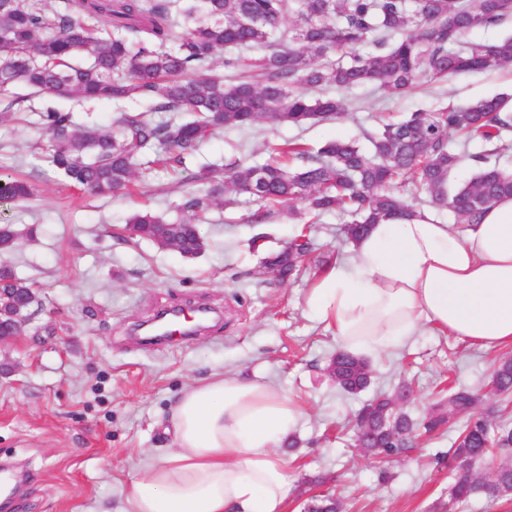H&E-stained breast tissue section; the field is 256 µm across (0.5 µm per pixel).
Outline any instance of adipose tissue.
<instances>
[{"mask_svg": "<svg viewBox=\"0 0 512 512\" xmlns=\"http://www.w3.org/2000/svg\"><path fill=\"white\" fill-rule=\"evenodd\" d=\"M340 349L362 356L424 330L483 349L512 346V197L476 224L428 212L371 225L308 297ZM303 411L267 383L237 376L174 400V449L136 474L130 512H284L292 484L277 450Z\"/></svg>", "mask_w": 512, "mask_h": 512, "instance_id": "1", "label": "adipose tissue"}]
</instances>
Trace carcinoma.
<instances>
[{
    "mask_svg": "<svg viewBox=\"0 0 512 512\" xmlns=\"http://www.w3.org/2000/svg\"><path fill=\"white\" fill-rule=\"evenodd\" d=\"M295 17L288 27L286 19ZM512 20V0H0V95L16 84L34 94L82 102L146 100L142 112H122L103 131L74 121L72 110L54 106L38 113L47 135L49 166L70 187L98 197L130 194L136 168L185 166L200 144L219 130H247L271 118L302 126L353 110L343 96L324 89L376 86L392 95L414 89L420 79L444 81L459 75L512 66V37L462 45L469 33ZM374 51L359 54L362 45ZM228 48L252 49L249 59L224 56L231 79L216 73L213 61ZM158 112H188L192 118L158 121ZM456 132L499 152L512 147V95L465 105L418 109L368 136L372 156L354 141L330 140L314 149L289 141L271 147V161L245 165L236 159L222 168H203L173 208V220L148 209L127 219L132 238L147 240L186 258L206 248L198 221L214 202L234 204L246 193L260 206L254 222L274 208L302 204L315 215L345 212L348 240L357 241L372 224L413 213L394 193L411 183L458 224L480 222L494 201L512 197V173L487 165L484 153L469 155L476 175L451 186L463 156L449 145ZM1 204H20L34 195L30 182L0 178ZM19 232L0 225V251L12 249ZM270 260L283 279L296 274L299 257L312 248L308 234L290 242ZM31 284L0 267L1 288ZM336 388L348 394L371 383L367 363L336 353ZM499 393L512 392V361L495 371ZM441 397L421 422L389 408L378 396L359 413L355 435L365 451L389 459L413 442L415 432L458 429L448 457L462 470L452 501L466 502L481 490L492 499L512 497V468L498 465L486 481L477 470L512 453V426L492 425L473 412L476 395L467 387L440 390ZM307 512H341L331 496L315 498Z\"/></svg>",
    "mask_w": 512,
    "mask_h": 512,
    "instance_id": "obj_1",
    "label": "carcinoma"
}]
</instances>
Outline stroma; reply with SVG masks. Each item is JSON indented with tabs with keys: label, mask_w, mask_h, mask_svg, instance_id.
Here are the masks:
<instances>
[{
	"label": "stroma",
	"mask_w": 512,
	"mask_h": 512,
	"mask_svg": "<svg viewBox=\"0 0 512 512\" xmlns=\"http://www.w3.org/2000/svg\"><path fill=\"white\" fill-rule=\"evenodd\" d=\"M510 93L512 67L426 80L402 98L350 90L355 108L337 119L301 127L263 120L217 134L182 176L191 189L201 167L260 161L277 143L363 144L383 120ZM44 139L36 126L0 124V174L24 175L35 187L29 201L0 210V222L20 232L15 248L0 252V264H11L38 296L23 335L0 342V465L22 478L11 512H125L134 475L173 448L165 419L176 395L216 373L262 378L302 407L294 442L284 450L293 486L286 512H303L322 493L338 498L343 512H512V500L480 491L452 504L457 472L436 457L456 431L421 436L384 465L356 448L352 430L376 393L409 386L405 410L419 420L451 383L471 388L477 413H489L491 423L512 424V395L492 387L494 368L512 359V347L484 350L426 331L371 358L367 390L340 393L326 372L336 339L307 297L322 261L353 253L342 234L346 216L316 219L303 206H283L252 224L246 217L257 205L241 194L235 207L215 205L205 213L200 228L208 245L189 259L124 232L139 208L172 218L178 190L165 169L150 171L146 194L92 197L48 166L38 147ZM304 232L315 250L299 275L284 281L268 275L269 260ZM202 306L212 311L205 332L185 342H143V325L158 313Z\"/></svg>",
	"instance_id": "obj_1"
}]
</instances>
